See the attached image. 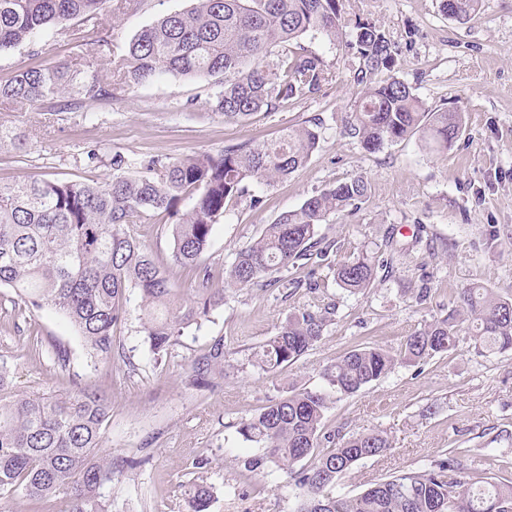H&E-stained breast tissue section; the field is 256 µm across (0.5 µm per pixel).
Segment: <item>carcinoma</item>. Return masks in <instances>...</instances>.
Segmentation results:
<instances>
[{"label":"carcinoma","mask_w":512,"mask_h":512,"mask_svg":"<svg viewBox=\"0 0 512 512\" xmlns=\"http://www.w3.org/2000/svg\"><path fill=\"white\" fill-rule=\"evenodd\" d=\"M344 0H193L182 12L164 15L129 41L119 69L127 85L158 75L220 78L213 106L226 120H245L317 93L333 79L323 59L299 40L310 31L329 39L347 27ZM106 0H0V55L45 30L78 17H96ZM483 0H440L443 14L467 23ZM344 51L357 59V80L393 69L398 48L370 21H355ZM278 53L275 66L264 64ZM88 98L109 94L99 71L88 63L57 62L21 69L0 84V101L16 106H53L65 94ZM349 134L369 150L410 135L426 149L445 153L459 138L458 112H432L404 81L368 85L355 105ZM319 135L307 126H288L275 140L242 144L213 154L174 161L154 158L145 171L129 174L127 161L112 156V177L101 182L30 177L0 184V288L12 289L30 311L46 307L63 315L84 340L91 357L112 359L115 332L123 321L130 289L140 294L143 333L157 357L168 354L192 325L224 303V289L210 285L202 264L215 224L228 203L252 182L271 185L303 167ZM367 181L353 176L279 215L241 248L227 284L246 288L282 268L314 258L319 226L355 206ZM166 214L175 219L170 262L195 274L199 288L185 300L169 286L167 268L135 236L131 225ZM384 261L365 254L336 264V284L349 293L369 288ZM463 307L407 337L397 352L357 348L325 369L339 395H352L389 373L400 361H416L455 348L466 321L475 323L474 345L488 352L512 350V299L482 285L463 292ZM330 322L326 314L301 312L253 352L250 363L267 372L298 360L317 343ZM61 370L67 348L48 342ZM224 378V342L194 359L188 385L210 388ZM330 395L302 388L241 419L239 433L264 450V459L283 470L304 501L298 512H512V483L473 481L457 457L431 469L372 484L354 496L333 491L357 462L391 448L371 430L336 447L323 432ZM112 417V399L89 385L73 383L64 393L16 394L0 365V490L19 491L31 501L70 491L65 512H108L100 489L112 482V453L102 449ZM214 487L193 484L186 512H207Z\"/></svg>","instance_id":"1"}]
</instances>
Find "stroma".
<instances>
[{
    "label": "stroma",
    "instance_id": "obj_1",
    "mask_svg": "<svg viewBox=\"0 0 512 512\" xmlns=\"http://www.w3.org/2000/svg\"><path fill=\"white\" fill-rule=\"evenodd\" d=\"M349 10L381 28L399 48L393 71L429 109L463 117L447 153L422 147L418 136L366 150L346 130L363 86L339 43L311 31L301 43L336 78L311 96L244 123L214 110L215 79L160 76L118 86L112 68L130 39L160 16L189 9L192 0H141L121 8L108 0L97 18H78L38 35L0 57V83L18 69L80 59L99 68L108 90L99 99L65 98L58 105L0 104V125L17 129L23 148L0 147V182L54 178L104 180L113 155L131 172L151 158L217 154L253 140H271L288 126H310L319 146L308 163L273 186L250 185L216 224L204 256L223 306L191 328L162 361L143 339L138 292H130L111 362L90 357L75 328L45 309L24 318L12 310L14 292L0 288V361L18 393L61 392L73 381L112 397L102 439L117 470L100 490L111 512H185L191 483L215 488L208 512H298L294 482L273 463L249 467L261 448L244 441L245 416L297 388H324V370L354 347L398 350L407 336L459 308L460 292L478 283L512 298V0H484L480 16L460 24L439 0H348ZM96 165H88L87 152ZM361 175L368 194L356 209L330 217L319 233L334 246L325 260L291 266L237 289L224 284L236 252L264 225L349 178ZM376 252L385 269L364 292L337 286L336 262ZM426 297H419L420 289ZM330 309L321 340L294 363L271 372L250 364L258 345L290 313ZM56 339L70 352L67 371L33 348L34 337ZM223 339L230 362L215 389L188 387L190 362ZM327 430L346 438L370 429L391 443L386 455L362 460L336 483L342 495L431 468L457 452L466 474L512 482V351L476 349L463 330L455 350L401 362L351 396L332 399ZM140 467H129L131 459Z\"/></svg>",
    "mask_w": 512,
    "mask_h": 512
}]
</instances>
